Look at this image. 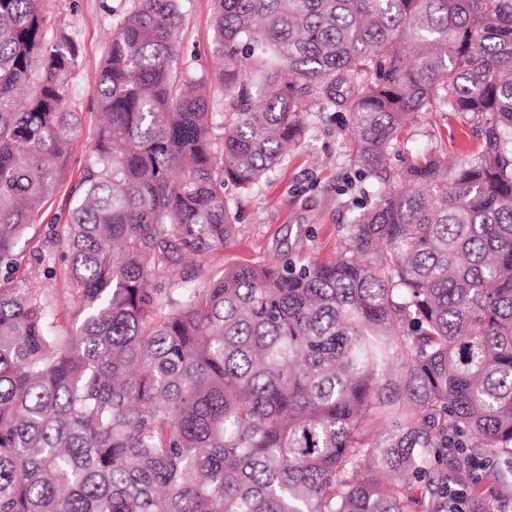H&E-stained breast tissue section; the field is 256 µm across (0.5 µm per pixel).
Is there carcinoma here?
Listing matches in <instances>:
<instances>
[{
    "mask_svg": "<svg viewBox=\"0 0 512 512\" xmlns=\"http://www.w3.org/2000/svg\"><path fill=\"white\" fill-rule=\"evenodd\" d=\"M106 43L71 207L36 248L76 321L0 277V512H448V468L512 452V0H212L213 73L179 64L183 0ZM45 0H0V270L34 243L83 110ZM350 114L363 195L336 255L277 251L201 288L235 200ZM454 112L476 146L394 168Z\"/></svg>",
    "mask_w": 512,
    "mask_h": 512,
    "instance_id": "carcinoma-1",
    "label": "carcinoma"
}]
</instances>
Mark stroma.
Returning <instances> with one entry per match:
<instances>
[{
	"label": "stroma",
	"mask_w": 512,
	"mask_h": 512,
	"mask_svg": "<svg viewBox=\"0 0 512 512\" xmlns=\"http://www.w3.org/2000/svg\"><path fill=\"white\" fill-rule=\"evenodd\" d=\"M130 0H47L49 31L62 28L77 39L81 54L70 84V96L87 106L93 95L105 39ZM181 40L183 61L200 72L213 68L211 0H186ZM347 112L336 117L311 113L301 142L290 149L279 167L259 188L240 196L234 237L222 250L201 260V279L220 276L239 264L265 262L276 250L324 259L334 254L357 207L363 202L362 184L347 156ZM93 127L83 120L66 181L48 202L49 214L68 206L91 144ZM476 143L457 114H436L410 127L401 142L406 154L445 145L450 155L469 151Z\"/></svg>",
	"instance_id": "35a3bbf8"
}]
</instances>
